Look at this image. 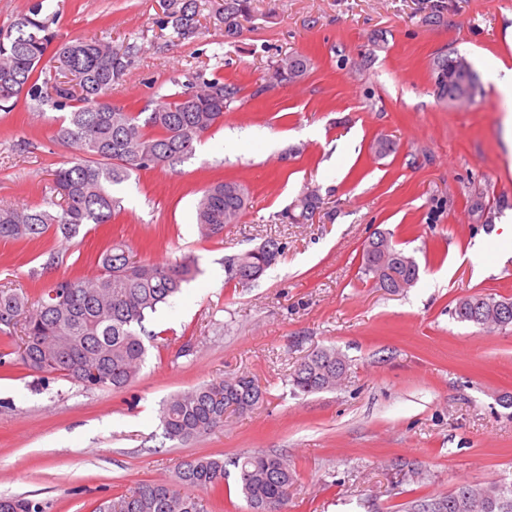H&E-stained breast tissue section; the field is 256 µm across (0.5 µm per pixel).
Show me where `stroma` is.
Wrapping results in <instances>:
<instances>
[{
    "label": "stroma",
    "mask_w": 512,
    "mask_h": 512,
    "mask_svg": "<svg viewBox=\"0 0 512 512\" xmlns=\"http://www.w3.org/2000/svg\"><path fill=\"white\" fill-rule=\"evenodd\" d=\"M63 40L134 48L110 101L134 112L195 73L238 93L224 122L173 166L133 174L110 223L72 240L0 241V288L35 292L56 275H94L112 242L168 263L185 254L199 272L147 322L157 339L121 390L88 389L32 372L0 335V496L45 512H93L142 483L170 482L176 465L254 451L287 456L295 482L288 512H415L457 484L512 479V327L457 321L458 297L512 299V152L507 104L493 83L464 106L440 99L437 55L454 50L477 73L512 68V0H249L229 37L221 0H198L200 29L181 40L162 28L165 0H46ZM311 61L301 81L266 88L278 59ZM59 110L21 98L0 111V202L39 206L52 173L74 152L54 139ZM393 140L380 156L376 137ZM236 181L250 191L240 221L204 239L201 189ZM321 197L310 224L282 211L306 190ZM378 232L420 265L396 294L361 272ZM488 237L484 248L475 241ZM269 238L285 242L258 280L232 286L226 257ZM351 362L332 390L294 391L288 375L314 350ZM246 374L264 403L187 441L164 437L161 402L217 378Z\"/></svg>",
    "instance_id": "stroma-1"
}]
</instances>
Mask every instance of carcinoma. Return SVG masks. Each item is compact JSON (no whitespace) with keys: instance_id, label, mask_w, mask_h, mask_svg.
Masks as SVG:
<instances>
[{"instance_id":"obj_1","label":"carcinoma","mask_w":512,"mask_h":512,"mask_svg":"<svg viewBox=\"0 0 512 512\" xmlns=\"http://www.w3.org/2000/svg\"><path fill=\"white\" fill-rule=\"evenodd\" d=\"M245 10L246 0H223L219 17L226 36L238 33L237 18ZM197 14L196 0H169L163 25L189 38L196 32ZM53 23L37 0L9 27L0 28V108L13 109L24 94L39 100L54 92L56 107L69 109L56 140L74 148L75 157L53 173L61 201L49 199L42 207L0 204V240L33 242L51 230L73 239L86 224L111 222L121 204L116 189L136 172L172 166L191 153L195 142L224 121V108L237 94L223 79L200 74L143 117L107 100L113 83L131 64V50L121 52L101 40L58 43ZM49 55L64 80L47 77L44 59ZM310 68L307 56L288 54L273 66L270 83H295ZM431 74L440 98L448 99L450 107L472 101L478 92L477 72L458 53L438 55ZM247 200V189L240 183L218 182L206 188L196 206L202 235L211 238L222 233L224 225L238 223ZM319 204L315 191L304 192L281 213L282 220L306 224ZM374 239L383 250L371 258L370 244H364L363 273L377 277L384 259L412 286L420 276L416 260L396 248L387 234ZM276 252L284 253L285 245L270 238L226 258L225 283H249L239 270L264 273L273 266L271 255ZM98 267L92 278H54L33 296L1 288L0 333L19 332V362L32 371L86 388L119 390L145 362L146 319L198 274V266L190 254L165 265L138 259L120 241L100 254ZM452 315L483 332L503 329L512 325V300L471 294L458 299ZM348 366L338 350L320 348L297 365L291 384L304 394L333 389L346 378ZM263 400L262 387L250 376L199 385L162 403L163 434L180 441L208 434L224 427L226 414L252 411ZM232 465L250 512H283L293 483L287 459L256 452L236 458ZM226 474L222 459L185 460L177 466L174 482L142 484L101 503L96 512H207L202 494L220 491ZM445 501L444 512H512V481L460 483ZM0 512H44V507L23 497H0Z\"/></svg>"}]
</instances>
